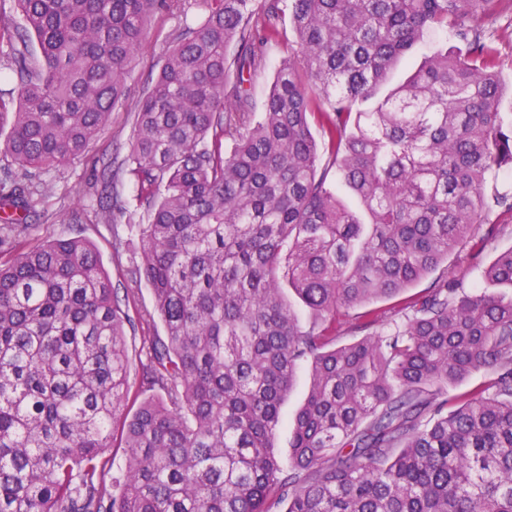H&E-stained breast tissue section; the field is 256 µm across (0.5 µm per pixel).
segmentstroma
Masks as SVG:
<instances>
[{
    "label": "stroma",
    "mask_w": 512,
    "mask_h": 512,
    "mask_svg": "<svg viewBox=\"0 0 512 512\" xmlns=\"http://www.w3.org/2000/svg\"><path fill=\"white\" fill-rule=\"evenodd\" d=\"M196 8L184 15L160 14L148 27L143 47L133 61L125 83V96L112 111L111 119L93 140L85 153L68 161L45 176L47 193L28 222L30 227L21 237L33 245L48 239L81 235L94 243L108 272L120 306L128 314L127 345L131 368L129 384L140 387L139 353L145 337L162 333V326L142 324L140 316L152 310L153 298L147 285L136 284L131 275L132 260L139 248L134 225L144 223L146 206L136 195L128 175V156L134 136L131 107L156 78L177 29L194 22ZM470 26L481 35L482 42L494 53L503 78H512V8H502L490 17L471 19ZM279 34L267 47V62L251 74L255 107H262L283 57L290 55L297 37L290 23L278 26ZM452 36L434 31L425 36L399 62L395 80H403L434 52L458 47ZM489 221L503 225L500 236L480 256H472L469 247L457 248L448 256L449 270L467 266L483 268L496 255L512 247V212L493 208ZM310 381V369L299 365L294 384L282 404L284 422L274 440V453L282 466L291 463L292 435L289 423L303 404Z\"/></svg>",
    "instance_id": "stroma-1"
}]
</instances>
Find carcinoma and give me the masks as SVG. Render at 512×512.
I'll return each mask as SVG.
<instances>
[{
	"label": "carcinoma",
	"instance_id": "obj_1",
	"mask_svg": "<svg viewBox=\"0 0 512 512\" xmlns=\"http://www.w3.org/2000/svg\"><path fill=\"white\" fill-rule=\"evenodd\" d=\"M0 55L19 106L0 149V512H512V247L484 270L441 275L378 331L362 307L479 254L485 174L512 170L506 83L467 21L502 0H195L151 88L135 103L132 176L147 206L133 274L164 336L144 398L129 399L128 315L81 236L17 251L40 194L32 175L80 157L122 99L147 23L188 0H12ZM297 34L261 117L244 73L282 15ZM429 31L466 43L381 89ZM40 50L30 59V37ZM237 45L235 56L228 48ZM322 129L346 206L318 174ZM235 138L224 154V137ZM485 227L481 237L473 230ZM290 289L320 316L307 327ZM358 340L336 344V314ZM292 464L272 441L297 367ZM485 381L450 395L473 372ZM126 470L106 481L114 435Z\"/></svg>",
	"mask_w": 512,
	"mask_h": 512
}]
</instances>
